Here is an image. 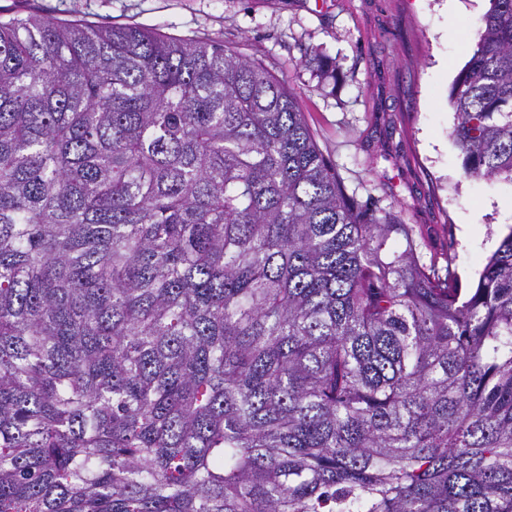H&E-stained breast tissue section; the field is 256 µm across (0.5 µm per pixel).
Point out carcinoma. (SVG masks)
<instances>
[{"label":"carcinoma","mask_w":512,"mask_h":512,"mask_svg":"<svg viewBox=\"0 0 512 512\" xmlns=\"http://www.w3.org/2000/svg\"><path fill=\"white\" fill-rule=\"evenodd\" d=\"M481 22L452 136L512 183ZM417 249L261 62L0 18V512H512V231L466 291Z\"/></svg>","instance_id":"1"}]
</instances>
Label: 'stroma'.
<instances>
[{
	"mask_svg": "<svg viewBox=\"0 0 512 512\" xmlns=\"http://www.w3.org/2000/svg\"><path fill=\"white\" fill-rule=\"evenodd\" d=\"M487 0H0V16L38 14L216 38L258 60L298 105L346 192L415 225L424 260L453 263L472 287L512 232V184L468 179L452 140L450 87ZM320 48L343 77L303 65Z\"/></svg>",
	"mask_w": 512,
	"mask_h": 512,
	"instance_id": "35a3bbf8",
	"label": "stroma"
}]
</instances>
